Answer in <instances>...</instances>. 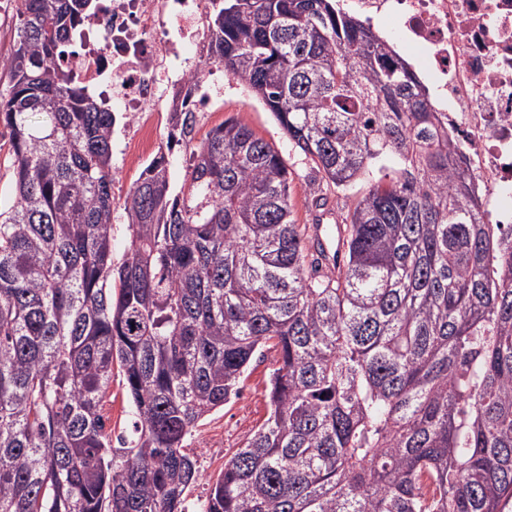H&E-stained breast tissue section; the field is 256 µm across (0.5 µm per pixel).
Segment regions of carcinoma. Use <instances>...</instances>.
Wrapping results in <instances>:
<instances>
[{"mask_svg": "<svg viewBox=\"0 0 512 512\" xmlns=\"http://www.w3.org/2000/svg\"><path fill=\"white\" fill-rule=\"evenodd\" d=\"M210 54L338 193L323 266L277 149L229 118L124 202L116 116L60 63L98 0H19L0 74L15 202L0 212V512H186L185 439L272 349L269 414L201 512H506L512 504V227L485 224L445 116L337 0H209ZM42 116L32 123L31 116ZM119 369L133 416L112 437ZM330 205L331 206L333 205L332 208L334 207L335 211H332L334 214L332 215L331 218L328 219V221L330 222V224H334V221L341 222V217L347 210L345 199H343V197H341V199H338V200L335 199L334 202L331 203ZM330 224L322 225V226H327V229H328L327 244L332 249H336V247L338 248V245H340L339 246V250H340L341 243H342V237L344 234L342 232V226H340V228H339L338 225H330ZM112 375V386L102 402V413L106 422V429L112 430V437L131 430L133 417L125 401V390L122 375L115 370Z\"/></svg>", "mask_w": 512, "mask_h": 512, "instance_id": "obj_1", "label": "carcinoma"}]
</instances>
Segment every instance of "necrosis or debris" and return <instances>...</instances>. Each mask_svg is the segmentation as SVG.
<instances>
[{"mask_svg": "<svg viewBox=\"0 0 512 512\" xmlns=\"http://www.w3.org/2000/svg\"><path fill=\"white\" fill-rule=\"evenodd\" d=\"M201 0H100L66 57L84 84L122 112L148 149L165 112L205 111L192 80L208 48ZM365 25L391 26L416 56L475 176L486 224L512 225V0H342Z\"/></svg>", "mask_w": 512, "mask_h": 512, "instance_id": "necrosis-or-debris-1", "label": "necrosis or debris"}]
</instances>
